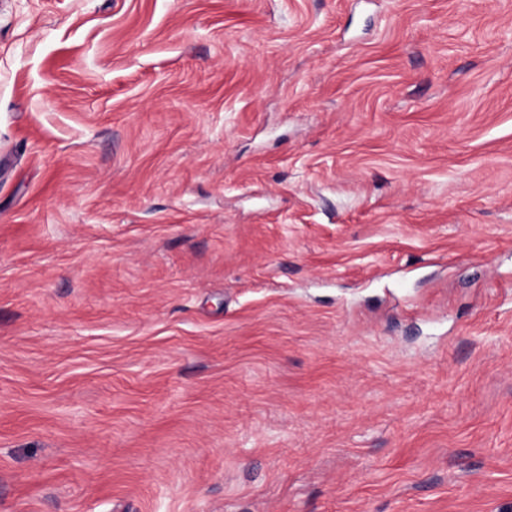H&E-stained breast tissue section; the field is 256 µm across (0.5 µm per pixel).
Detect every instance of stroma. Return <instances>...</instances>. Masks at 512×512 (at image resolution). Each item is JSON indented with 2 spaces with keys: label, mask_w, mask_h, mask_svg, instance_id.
Here are the masks:
<instances>
[{
  "label": "stroma",
  "mask_w": 512,
  "mask_h": 512,
  "mask_svg": "<svg viewBox=\"0 0 512 512\" xmlns=\"http://www.w3.org/2000/svg\"><path fill=\"white\" fill-rule=\"evenodd\" d=\"M0 512H512V0H0Z\"/></svg>",
  "instance_id": "obj_1"
}]
</instances>
